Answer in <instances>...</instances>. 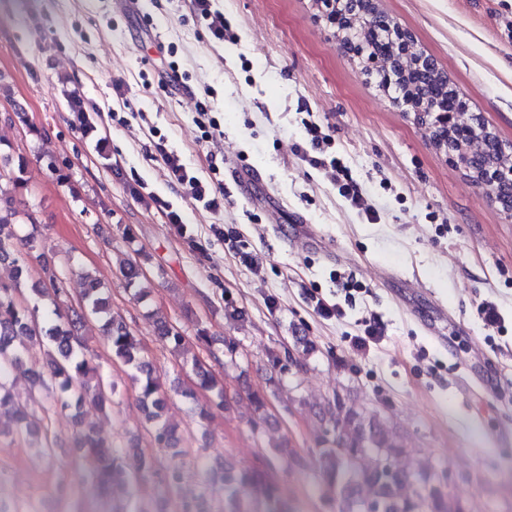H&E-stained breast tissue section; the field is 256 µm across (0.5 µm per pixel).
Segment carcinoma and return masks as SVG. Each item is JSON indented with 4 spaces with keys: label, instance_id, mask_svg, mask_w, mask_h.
Listing matches in <instances>:
<instances>
[{
    "label": "carcinoma",
    "instance_id": "carcinoma-1",
    "mask_svg": "<svg viewBox=\"0 0 512 512\" xmlns=\"http://www.w3.org/2000/svg\"><path fill=\"white\" fill-rule=\"evenodd\" d=\"M340 46L347 53L365 63V71L378 87L393 100L406 103L410 109L431 115L430 109L443 96L457 97L455 90L437 68L419 71L413 62L422 56L415 43L403 47L388 36L386 28L376 23L373 13H352L346 9L338 26ZM438 144L457 153L460 147L470 152L465 169L473 180H478L485 165L512 169V157L502 151L498 141L479 123L459 129L441 124L435 131ZM23 161L13 162L11 155L0 154V180H6L18 189L24 188L19 176ZM19 211L16 198L0 193V261L9 260L17 265L10 283L0 282V411L10 409L13 435L30 442L46 459L55 454L51 435V420L57 413L77 410L90 402L102 408L113 401L116 386L99 371L96 355L90 353L81 328L89 321L98 325L106 336V345L112 356L120 360L131 372L139 389V399L147 412L148 434L158 448H175L178 443L177 427L162 420L167 398L160 393V385L153 368L142 355L140 340L132 329L112 314V302L97 278L73 266L61 270L53 257L38 255L41 268H51L50 276L41 277L22 291L25 264L18 257L19 248L33 252L41 244L35 234L18 235L15 224ZM119 273L127 284L134 286L141 276L136 262L122 259ZM77 275L84 281L82 295L76 304L68 303L67 276ZM45 301L44 306L30 305V297ZM34 344L49 348V361L33 372L34 381L43 395L39 409L14 402L5 391L4 379L8 373L24 362L25 352ZM196 388L181 391V396L196 399V390L208 393L204 404L195 406L198 423L207 421L214 412L228 409L224 399V381L213 366L193 363ZM347 423L340 431L350 429L352 436L342 437L338 448L320 451L323 475L336 492L338 512H465L460 496L434 484L438 475H414L412 469L396 473L382 464L389 457L404 453L402 446L391 442L382 422L376 417L365 419L346 412ZM79 455L90 466L87 470L91 489H108L114 482H125L137 487L141 480L155 471L157 458L140 445L120 449L103 445L89 429L80 430L74 440ZM369 453L376 455L369 467L359 465ZM209 483L224 493V512H292L275 494L277 475L270 464L247 472H238L227 466L221 474L212 473ZM409 484L412 492L402 498L396 488ZM367 485L373 490L369 498L358 495V487Z\"/></svg>",
    "mask_w": 512,
    "mask_h": 512
}]
</instances>
